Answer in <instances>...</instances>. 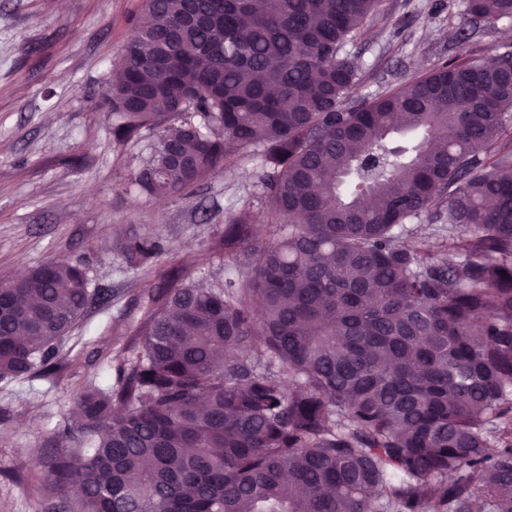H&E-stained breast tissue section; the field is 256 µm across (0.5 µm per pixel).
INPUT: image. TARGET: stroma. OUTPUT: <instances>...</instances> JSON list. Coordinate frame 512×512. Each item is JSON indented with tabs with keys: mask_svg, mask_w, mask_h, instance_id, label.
Listing matches in <instances>:
<instances>
[{
	"mask_svg": "<svg viewBox=\"0 0 512 512\" xmlns=\"http://www.w3.org/2000/svg\"><path fill=\"white\" fill-rule=\"evenodd\" d=\"M145 12V0H0V280L56 258L83 266L111 302L94 308L59 343L53 375L0 380V512H37L31 480L72 396L109 388L126 350L139 347L143 288L160 268L127 270V238L159 239L187 282L221 286L239 271L213 251L242 208L268 237L259 156L237 154L188 199L121 193L149 156L148 140L120 143L103 103L113 64ZM468 0H384L347 51L358 80L344 106L396 89L442 63L512 51V18L481 24L465 46Z\"/></svg>",
	"mask_w": 512,
	"mask_h": 512,
	"instance_id": "obj_1",
	"label": "stroma"
}]
</instances>
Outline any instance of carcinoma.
<instances>
[{
    "label": "carcinoma",
    "mask_w": 512,
    "mask_h": 512,
    "mask_svg": "<svg viewBox=\"0 0 512 512\" xmlns=\"http://www.w3.org/2000/svg\"><path fill=\"white\" fill-rule=\"evenodd\" d=\"M381 3L147 0L107 98L115 139L153 138L133 187L188 198L251 150L271 236L244 209L216 247L245 277L147 289L140 350L39 461L41 512H512V52L343 108ZM423 218L441 243L405 245ZM107 300L62 261L0 281V380L50 373Z\"/></svg>",
    "instance_id": "1"
}]
</instances>
